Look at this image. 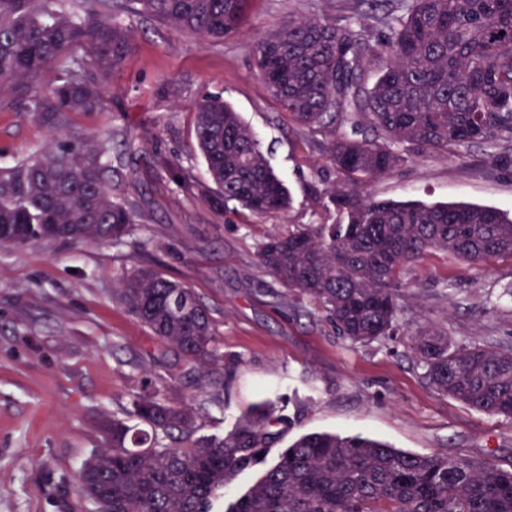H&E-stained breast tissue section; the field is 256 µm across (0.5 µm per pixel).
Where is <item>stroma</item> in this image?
I'll return each mask as SVG.
<instances>
[{"label":"stroma","instance_id":"obj_1","mask_svg":"<svg viewBox=\"0 0 512 512\" xmlns=\"http://www.w3.org/2000/svg\"><path fill=\"white\" fill-rule=\"evenodd\" d=\"M343 0H250L241 33L205 40L140 15L120 14L132 49L105 82L103 108L69 113L51 129L0 110V165L50 141L107 147L108 185L138 213L118 245L51 243L0 248V512H73L82 462L103 439L106 415L159 388L192 405L197 436H224L261 404L285 418L265 464L238 474L209 512L230 505L279 450L310 432L361 435L405 452L482 459L512 468V421L434 391L402 340L354 344L316 303L290 296L257 260L260 244L296 224L332 223L322 198L335 184L326 139L295 125L258 76L251 44L288 17L337 14ZM219 93L258 136L291 208L255 215L220 209L196 145L194 106ZM178 165L186 185L170 180ZM377 200L464 203L512 216V175L482 147L464 156L422 153L367 183ZM192 288L210 309L215 346L235 361L209 384L173 379L177 355L112 300L120 275L141 264ZM512 257L465 263L431 250L400 275L405 333L434 328L459 344L512 346Z\"/></svg>","mask_w":512,"mask_h":512}]
</instances>
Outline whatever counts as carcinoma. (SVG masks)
<instances>
[{
    "mask_svg": "<svg viewBox=\"0 0 512 512\" xmlns=\"http://www.w3.org/2000/svg\"><path fill=\"white\" fill-rule=\"evenodd\" d=\"M343 16H291L252 43L270 95L300 127L327 138L339 175L327 191L334 224L274 235L259 263L288 290L324 308L354 344L400 329L399 275L430 250L469 264L512 256V218L469 204L375 200L366 184L409 154L461 156L488 146L491 166L512 171V0H369ZM249 0H0V109L50 126L95 112L102 83L130 51L114 22L132 12L187 34L240 32ZM47 68L59 72L38 85ZM349 122L371 136L336 134ZM195 137L219 207L263 215L291 199L260 142L220 95L195 105ZM104 147L69 142L0 166V247L43 242L119 244L135 210L105 183ZM112 301L186 364L224 365L209 308L184 284L147 265L119 277ZM423 378L469 408L512 421V347L457 346L435 329L408 338ZM195 409L151 389L126 417H105L108 446L79 472L74 512H208L243 470L262 462L284 422L265 408L220 439L196 440ZM228 512H512V469L443 454L419 455L361 436L313 432L278 460Z\"/></svg>",
    "mask_w": 512,
    "mask_h": 512,
    "instance_id": "obj_1",
    "label": "carcinoma"
}]
</instances>
